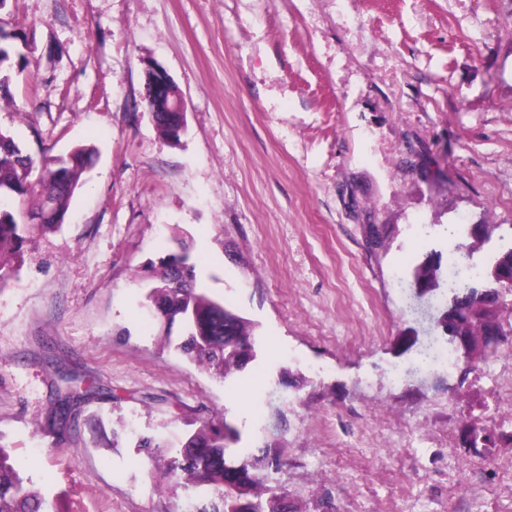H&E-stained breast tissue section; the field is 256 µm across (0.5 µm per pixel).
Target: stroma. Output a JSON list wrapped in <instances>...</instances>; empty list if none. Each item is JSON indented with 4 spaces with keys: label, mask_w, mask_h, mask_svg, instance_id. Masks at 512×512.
Listing matches in <instances>:
<instances>
[{
    "label": "stroma",
    "mask_w": 512,
    "mask_h": 512,
    "mask_svg": "<svg viewBox=\"0 0 512 512\" xmlns=\"http://www.w3.org/2000/svg\"><path fill=\"white\" fill-rule=\"evenodd\" d=\"M0 27L27 38L0 129L35 157L97 149L0 290V442L53 512H175L159 465L212 419L279 453L309 512H512V348L471 370L442 336L416 374L404 343L428 337L409 283L453 249L442 225H495L480 265L512 235V0H6ZM150 65L186 100L179 144L141 99ZM179 230L198 288L255 326L226 378L144 308ZM90 387L54 447L58 391Z\"/></svg>",
    "instance_id": "35a3bbf8"
}]
</instances>
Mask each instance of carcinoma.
I'll return each mask as SVG.
<instances>
[{
    "label": "carcinoma",
    "mask_w": 512,
    "mask_h": 512,
    "mask_svg": "<svg viewBox=\"0 0 512 512\" xmlns=\"http://www.w3.org/2000/svg\"><path fill=\"white\" fill-rule=\"evenodd\" d=\"M25 35L0 31V68L13 57L23 58L18 44ZM95 149L78 145L57 158L37 160L24 152L12 134L0 130V257L8 254L16 265L0 261V289L5 287L23 263V247L30 234L55 231L64 221L68 201L82 185V175L92 166ZM178 250L166 255L160 267H148L151 288L146 300L154 319L164 326V337L172 343L175 324L184 335L176 350L202 369L227 377L242 370L256 356L254 327L246 320L229 329L219 317L236 312L196 288L195 265L190 263L186 243L175 237ZM472 246L459 243L449 262L451 273L442 270V255L436 251L413 271V284L429 290H445L451 295L437 320L443 327L452 324L473 343L484 342L487 354L495 353L512 332V323H476L481 308L512 306V294L500 287L502 275H512V247L495 257L485 269L468 261ZM90 393V390H85ZM83 393V394H85ZM83 394L59 395L47 427L59 434L55 445L62 447L67 438L63 429L75 420V406ZM239 432L227 422H205L181 441L180 457L173 460L167 475L179 474L190 507L182 512H301L287 492L274 484L273 474L283 463L270 450L260 455L240 457L231 445ZM24 463L10 461L0 444V512H48L47 502L23 474Z\"/></svg>",
    "instance_id": "carcinoma-1"
}]
</instances>
